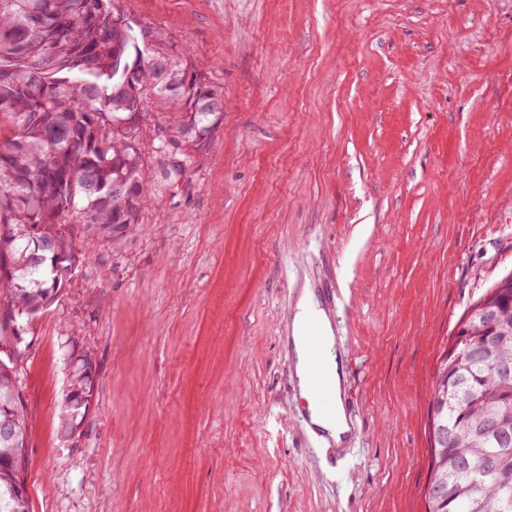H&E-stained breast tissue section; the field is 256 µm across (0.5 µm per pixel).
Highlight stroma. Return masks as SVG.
I'll list each match as a JSON object with an SVG mask.
<instances>
[{
    "instance_id": "obj_1",
    "label": "stroma",
    "mask_w": 512,
    "mask_h": 512,
    "mask_svg": "<svg viewBox=\"0 0 512 512\" xmlns=\"http://www.w3.org/2000/svg\"><path fill=\"white\" fill-rule=\"evenodd\" d=\"M224 90L142 229L73 225L23 319L29 512H426L429 401L463 312L512 273V0H117ZM327 315L350 434L308 430L290 341ZM88 356L94 396L60 411ZM89 359H82V363L75 374L71 375L70 390L66 398V410L62 415L60 426L64 433H73L82 423L88 412L94 393L92 376L86 371ZM83 409V411H82Z\"/></svg>"
}]
</instances>
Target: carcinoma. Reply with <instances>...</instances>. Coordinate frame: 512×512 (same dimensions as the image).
Returning <instances> with one entry per match:
<instances>
[{
    "instance_id": "1",
    "label": "carcinoma",
    "mask_w": 512,
    "mask_h": 512,
    "mask_svg": "<svg viewBox=\"0 0 512 512\" xmlns=\"http://www.w3.org/2000/svg\"><path fill=\"white\" fill-rule=\"evenodd\" d=\"M164 35L148 28L133 34L119 20L115 0H0V512H29L23 463V401L11 357L21 339L17 317L51 303L67 276L57 267L74 256L73 237L61 231L69 219L115 237L139 230L151 199L145 166L131 140L165 130L179 161L168 177H182L222 123V88L183 64L167 73L155 61L170 58ZM161 119L145 124L151 107ZM447 352L435 369L431 399L443 392L469 400L437 422L452 430L445 448H430L424 489L426 512H512V441L474 436L475 419L488 406L512 413V378L494 362L512 364V335L493 346L488 360L463 363L447 374ZM85 358L71 375L60 426L72 433L94 393ZM445 478V494L431 486Z\"/></svg>"
}]
</instances>
